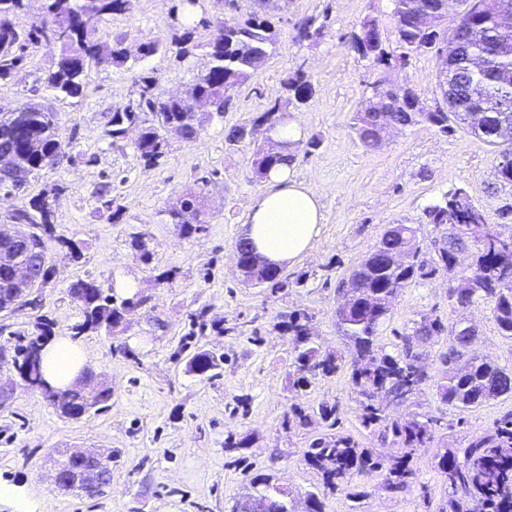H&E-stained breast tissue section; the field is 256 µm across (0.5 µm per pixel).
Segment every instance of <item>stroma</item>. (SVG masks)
Segmentation results:
<instances>
[{
    "instance_id": "obj_1",
    "label": "stroma",
    "mask_w": 512,
    "mask_h": 512,
    "mask_svg": "<svg viewBox=\"0 0 512 512\" xmlns=\"http://www.w3.org/2000/svg\"><path fill=\"white\" fill-rule=\"evenodd\" d=\"M251 14L272 22L275 50L197 140L169 136L165 156L148 169L134 135L108 136L113 112L134 103L144 78H158L169 93L193 82L204 59L180 54L178 42L188 28L202 18L232 23ZM367 18L377 22L384 49L399 55L392 0H197L193 6L185 0H127L124 11L103 22L105 33L121 39L127 63L90 68L82 97L53 101L66 157L32 181L26 195L0 201L3 217L27 196L54 191L56 230L83 243V256L72 260L67 248L52 245L55 277L38 292L41 309L0 313V349L12 350V332L31 329L41 312L53 319L56 335H70L82 318L69 294L79 279L95 280L106 290L115 288L118 277L134 279L147 303L128 313L115 335L80 336L90 368L112 388L109 407L81 419L60 417L22 384L12 357L0 359V480L25 484L39 499L40 512H232L258 473L273 475L296 500H304L321 477L306 465L303 450L331 428L317 417L306 426L285 424L295 403L333 405L336 433L375 452L397 454V447L378 443L358 419L350 352L336 327L337 286L388 225H417L422 249L430 250L436 232L424 223L423 211L458 189L488 223L511 231L512 184L499 181L493 150L459 124L445 134L426 125L398 129L376 148L361 145L353 115L367 106L380 75L413 88L424 108L443 103L436 51L384 72L349 49V37ZM307 20L314 35L297 41L296 28ZM152 39L163 41L165 50L141 57L140 45ZM54 59L53 49L28 45L21 69L0 79V112L37 100L38 79ZM298 71L314 92L293 114L303 138H319L320 145L311 151L298 147L291 171L320 195L325 222L310 251L287 269L299 286L270 298L242 282L232 256L247 208L266 184L253 173L251 148L228 147L224 134L270 101L285 98L284 82ZM190 190L200 196L206 223L201 233L185 238L166 211ZM137 234L148 244L150 262L132 247ZM166 270L174 272V281L157 283L156 274ZM448 288L443 274L403 288L377 346L394 351L424 315H437L446 323L474 326V350L511 369L512 339L500 336L490 305L454 309ZM204 305L224 327L191 334L190 314ZM291 311L309 313L315 346L343 361L334 376L313 379L304 389L293 385L295 352L277 326L279 314ZM186 335L192 350L223 353L218 377L187 372L185 357L177 353ZM447 347L444 335L420 345L430 380L412 403L391 412L395 418L420 412L436 421L433 443L417 453L411 489L389 494L380 489L378 474L356 476L348 492L327 496L325 512H446L448 493L436 454L463 446L512 412V397L470 410L442 402L435 382L447 370L441 360ZM230 434L245 443L232 457L224 453ZM82 448L105 454L112 482L102 496L81 497L53 480L56 451Z\"/></svg>"
}]
</instances>
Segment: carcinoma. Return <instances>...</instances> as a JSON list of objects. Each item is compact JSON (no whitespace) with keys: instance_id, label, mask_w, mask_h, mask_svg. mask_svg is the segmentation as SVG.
Masks as SVG:
<instances>
[{"instance_id":"cac0c4a2","label":"carcinoma","mask_w":512,"mask_h":512,"mask_svg":"<svg viewBox=\"0 0 512 512\" xmlns=\"http://www.w3.org/2000/svg\"><path fill=\"white\" fill-rule=\"evenodd\" d=\"M125 0H47L42 20L27 31L19 30L12 21L24 8V0H0V78L13 76L19 69L25 44L43 43L58 50L52 69L41 78L42 89L57 98H78L82 95L84 77L92 67L122 65L127 55L121 40L109 41L100 30L103 19L123 10ZM393 16L403 52L397 62L406 64L409 58L427 49L438 48L448 55L453 100L446 107L426 112L418 107L416 92L410 87L394 86L381 79L373 86L377 96H401V104L392 112H377L369 107L355 113L354 126L361 144L374 148L392 127L407 128L428 124L446 133L449 120L466 122V113L473 106L471 95L479 87L478 105L488 114L489 125L484 141L491 143L502 122L512 125V0H454L448 16L464 21L455 27L453 38L441 39L437 29L421 28L435 18L434 0H392ZM478 27L483 38L475 41L466 35L469 27ZM208 34L194 48L203 49L212 58L209 69L200 71L194 86L214 97L213 112L191 119L178 106L165 99L158 79L152 77L140 86L134 107L112 113L114 138L123 136L125 127L137 123L142 127L135 149L149 165L162 154L166 141L164 125L175 123L184 140H196L214 116L222 117L232 104V98L220 93L226 85L240 87L275 51L277 43L271 23L255 14L246 19L215 25L206 19L196 24ZM351 48L385 68L391 58L382 49L378 25L366 20L353 36ZM290 97L286 103H304L313 94V85L303 74L296 73L287 82ZM275 100L261 114L230 127L224 140L230 146H254L253 166L259 179L278 166H289L295 159L292 149L283 148L275 155L263 152L259 138L263 131L281 124V105ZM0 128L9 137L0 139V152L14 157L15 179L30 183L49 169L58 166L65 155V145L59 136L56 113L49 106L26 103L0 116ZM496 173L503 182L512 183V149L502 154L496 149ZM189 207L170 212V223L179 234L190 238L203 229L196 194L188 193ZM424 221L439 231L432 241L433 255H421L416 229L408 224H393L352 270L339 289L340 310L336 326L352 349L350 379L358 397L360 420L364 428L382 443L400 446L401 454L384 458L370 448L343 435L324 434L314 438L304 450L305 462L321 476V488L307 492L313 498L311 512H324V499L329 493L343 492L349 479L359 473H378L380 488L389 493L409 490L416 476L413 460L419 449L434 439L433 420L425 416L411 419H391L379 405L381 392L413 397L428 380L427 373L411 369L418 357L413 341L426 342L434 336L448 333V352L442 359L448 371L437 382L441 401L460 409H472L503 396H512V369L503 368L478 356L470 347L467 331L458 324L445 325L438 316H425L413 333L401 337V345L392 353H382L375 347L379 330L388 317L398 292L408 284L449 273L457 254L468 251L473 260L471 276L453 280L448 298L457 307L471 306L481 301L491 304V311L500 335L512 338V234L504 235L499 225L490 224L484 212L475 206L466 192L456 190L445 194L438 202L427 206ZM53 198L43 193L30 198L18 210L16 219L38 231V240L28 248L5 243L0 239V308L24 305L20 284L11 279L10 266L20 259L27 260L40 282L50 284L55 269L49 260L45 238L53 237ZM240 254L243 282L259 286L276 294L293 286L288 274H277L254 263L253 246L242 238L236 242ZM69 293L80 303L83 321L73 327L75 335L86 330H103L110 334L124 322L126 306L144 305L145 296L136 292L121 300L104 294L93 280L79 279L70 284ZM284 331L291 336L296 356L293 385L308 386L310 379L329 377L341 365L337 358L320 354L311 341L309 318L304 314H288ZM14 363L22 381L56 406L60 415L69 418L82 413L85 389L73 383L65 400L57 401L43 392L45 383L41 352L54 337L53 324L38 317L30 332L15 333ZM224 356L208 350L195 351L188 359V371L210 378L218 376L216 369ZM438 471L445 477L449 512H512V413L496 421L494 428L471 437L465 446L435 455ZM263 502L264 512H294L291 491L282 489L267 473L250 478L246 493L234 505V512L249 509L250 500Z\"/></svg>"}]
</instances>
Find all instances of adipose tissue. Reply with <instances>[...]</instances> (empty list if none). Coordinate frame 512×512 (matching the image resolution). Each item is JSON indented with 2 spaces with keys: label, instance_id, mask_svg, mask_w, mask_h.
I'll list each match as a JSON object with an SVG mask.
<instances>
[{
  "label": "adipose tissue",
  "instance_id": "ef3b65f1",
  "mask_svg": "<svg viewBox=\"0 0 512 512\" xmlns=\"http://www.w3.org/2000/svg\"><path fill=\"white\" fill-rule=\"evenodd\" d=\"M267 186L249 205L244 236L257 254L280 266L306 253L324 220L316 193L293 179L289 169L270 172ZM45 379L54 388L70 387L87 363L80 342L68 336L52 339L42 350Z\"/></svg>",
  "mask_w": 512,
  "mask_h": 512
}]
</instances>
